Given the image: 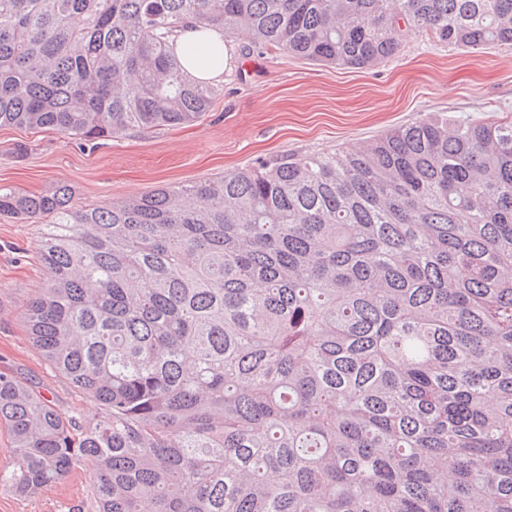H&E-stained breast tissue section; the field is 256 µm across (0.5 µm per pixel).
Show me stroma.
<instances>
[{
	"mask_svg": "<svg viewBox=\"0 0 512 512\" xmlns=\"http://www.w3.org/2000/svg\"><path fill=\"white\" fill-rule=\"evenodd\" d=\"M400 53L372 69L320 66L272 57L235 43L216 105L192 125L122 135L79 147L56 131L0 128V187L46 193L71 185L76 208L214 180L282 152L306 156L355 150L427 112L454 120L512 113V46L451 48L411 30ZM27 145L16 155L15 144ZM38 224L0 219V371L39 383L56 409L94 413L44 364L22 320V303L43 284ZM0 512H92L89 471L30 497L0 494Z\"/></svg>",
	"mask_w": 512,
	"mask_h": 512,
	"instance_id": "35a3bbf8",
	"label": "stroma"
}]
</instances>
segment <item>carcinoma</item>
Here are the masks:
<instances>
[{"instance_id": "cac0c4a2", "label": "carcinoma", "mask_w": 512, "mask_h": 512, "mask_svg": "<svg viewBox=\"0 0 512 512\" xmlns=\"http://www.w3.org/2000/svg\"><path fill=\"white\" fill-rule=\"evenodd\" d=\"M187 21L354 69L404 27L512 46V0H0V126L194 124L222 89L175 53ZM0 216L42 225L23 323L98 406L1 371L0 494L89 465L92 512H512L511 113L105 206L0 189Z\"/></svg>"}]
</instances>
